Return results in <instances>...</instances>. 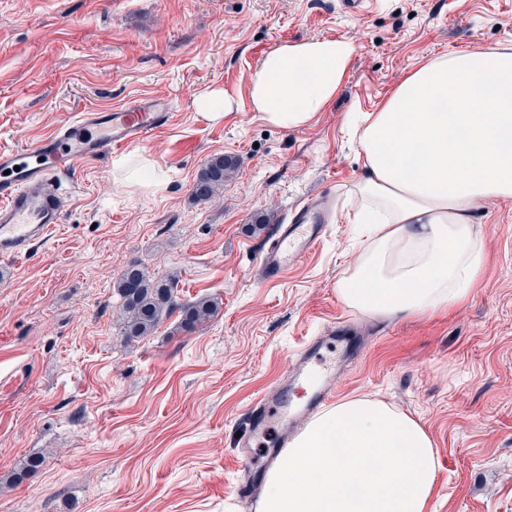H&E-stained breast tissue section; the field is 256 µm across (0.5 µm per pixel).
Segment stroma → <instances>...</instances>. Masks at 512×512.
I'll return each mask as SVG.
<instances>
[{"label": "stroma", "instance_id": "obj_1", "mask_svg": "<svg viewBox=\"0 0 512 512\" xmlns=\"http://www.w3.org/2000/svg\"><path fill=\"white\" fill-rule=\"evenodd\" d=\"M324 37L356 47L335 100L296 129L260 120L249 88L265 55ZM504 43L512 0H378L354 15L337 0H0V149L133 94L175 112L144 142L75 160L60 227L0 259V512H248L236 433L294 352L344 320L357 358L332 403L373 398L424 428L439 462L428 512H512V201L479 215L485 265L457 307L370 317L336 294L355 258L354 114L438 54ZM208 89L236 111L198 112ZM216 154L239 166L196 202ZM320 193L336 210L319 245L267 281L277 224ZM259 214L268 222L250 233ZM132 263L176 276L179 302L209 297L217 313L191 333L173 313L125 342L114 283ZM32 456L40 469L22 474Z\"/></svg>", "mask_w": 512, "mask_h": 512}]
</instances>
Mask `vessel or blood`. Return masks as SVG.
<instances>
[{
	"mask_svg": "<svg viewBox=\"0 0 512 512\" xmlns=\"http://www.w3.org/2000/svg\"><path fill=\"white\" fill-rule=\"evenodd\" d=\"M173 115L169 101L141 94L115 108H83L32 147L0 150V257L29 255L61 224L68 199L64 181L74 159H95L143 141L168 126ZM333 206L327 195L307 198L279 226L262 256L269 281L280 280L320 243ZM326 344V337L311 338L295 352L292 372L252 405L248 427L237 440L241 457H249L254 442L276 426L279 439L266 456L275 462L302 418L328 400L335 363L321 355ZM302 386L310 393L299 405L292 394Z\"/></svg>",
	"mask_w": 512,
	"mask_h": 512,
	"instance_id": "1",
	"label": "vessel or blood"
}]
</instances>
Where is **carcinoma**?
Returning a JSON list of instances; mask_svg holds the SVG:
<instances>
[{"label":"carcinoma","instance_id":"obj_1","mask_svg":"<svg viewBox=\"0 0 512 512\" xmlns=\"http://www.w3.org/2000/svg\"><path fill=\"white\" fill-rule=\"evenodd\" d=\"M238 167L234 156L216 155L210 158L198 174L192 189L197 202H206L224 188ZM115 292L121 300V335L128 342L150 335L162 317L180 311V327L193 331L209 320L218 303L208 297L189 304L177 301L176 277H150L137 265L129 266L116 280Z\"/></svg>","mask_w":512,"mask_h":512}]
</instances>
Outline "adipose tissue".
Wrapping results in <instances>:
<instances>
[{"label": "adipose tissue", "mask_w": 512, "mask_h": 512, "mask_svg": "<svg viewBox=\"0 0 512 512\" xmlns=\"http://www.w3.org/2000/svg\"><path fill=\"white\" fill-rule=\"evenodd\" d=\"M355 52L321 38L269 52L252 79V111L282 129L334 99ZM364 174L354 223L364 238L336 293L375 316L432 315L459 305L484 263L476 215L512 199V45L451 52L412 70L362 119ZM434 444L412 417L354 398L311 417L265 475L255 512H427Z\"/></svg>", "instance_id": "adipose-tissue-1"}]
</instances>
